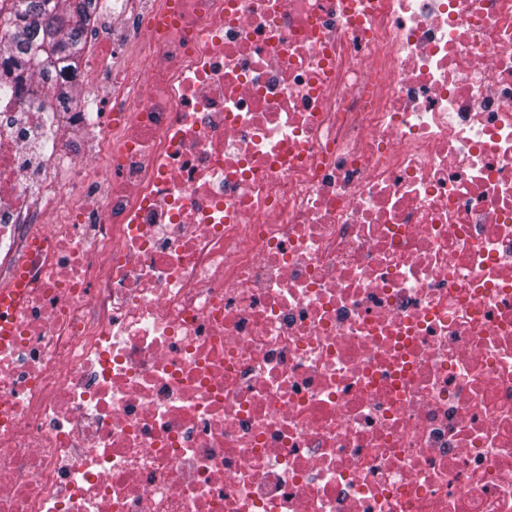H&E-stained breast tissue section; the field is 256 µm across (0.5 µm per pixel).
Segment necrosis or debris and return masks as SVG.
I'll use <instances>...</instances> for the list:
<instances>
[{
	"label": "necrosis or debris",
	"instance_id": "4bbe7bcc",
	"mask_svg": "<svg viewBox=\"0 0 512 512\" xmlns=\"http://www.w3.org/2000/svg\"><path fill=\"white\" fill-rule=\"evenodd\" d=\"M62 149L0 66V512H512V0H158Z\"/></svg>",
	"mask_w": 512,
	"mask_h": 512
}]
</instances>
